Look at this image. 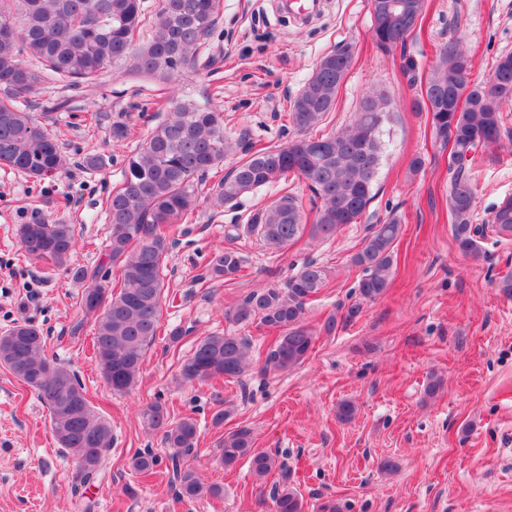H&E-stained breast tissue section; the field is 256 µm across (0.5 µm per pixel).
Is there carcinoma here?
<instances>
[{
  "label": "carcinoma",
  "mask_w": 512,
  "mask_h": 512,
  "mask_svg": "<svg viewBox=\"0 0 512 512\" xmlns=\"http://www.w3.org/2000/svg\"><path fill=\"white\" fill-rule=\"evenodd\" d=\"M219 0H157L146 13L143 0H0V168L45 179L63 172L67 160L58 139L41 122L19 107L39 86L55 77L92 81L114 65L162 83L175 81L191 68L203 40L217 21ZM372 37L382 51L405 46L387 16L373 21ZM353 60L352 46L333 50L321 59L327 70L313 74L290 106L289 121L300 136L285 146L249 149L212 187L219 204L236 205L248 193L272 186L289 176L303 178L311 191L315 215L307 223L303 203L283 195L251 214L248 224L234 226L259 237L279 251L308 237L328 239L365 214L379 173L385 145L383 125L389 107L381 91L363 97L355 118L337 133L313 136L310 130L336 107L338 90ZM472 61L462 41L439 54L431 77L413 102L427 113L435 136L451 146L448 162V210L451 234L465 255L479 252L478 239L491 229L512 234V198L503 200L485 224L474 223L477 185L474 167L479 151L500 141L504 110L512 108V53L499 55L489 83L474 85L463 101L455 88L468 79ZM233 144L224 134V119L195 102H174L167 118L131 154L123 179L105 201L112 226L105 257L120 271L119 286L102 289L101 266H73L72 278L84 286L81 309L94 321L93 360H108L101 375L112 392H130L139 380L145 353L160 328L164 297L163 264L174 240L173 224L193 210L199 187ZM402 225L391 218L376 224L364 238L352 263L361 269L360 299L374 301L392 282L393 248ZM22 250L34 260L63 262L76 247L71 224L35 220L20 224ZM243 257L226 248L208 260L201 278L229 282L241 277ZM326 287L322 265L309 261L282 286L251 292L227 318L247 326L258 320L278 332L267 364L278 371L302 364L315 334L304 323L306 305ZM46 341L34 325L22 322L0 335V366L33 389L48 409L53 435L74 458L81 481L96 477L107 465L112 427L98 413L75 374L45 355ZM251 361V343L233 332L201 339L181 366V378L206 383L216 378H240ZM67 384L72 401L63 410L44 396L55 382ZM149 423L163 429V440L175 455L189 454L197 441L194 418L171 422L156 402L146 410ZM67 432V436L60 432ZM224 465L241 460L261 482L282 467L276 455L254 448L245 429L221 441ZM150 454L132 458L136 472L152 473ZM180 494L217 497L222 489L207 484L195 468L177 473ZM273 512H304L298 491L278 486L271 497Z\"/></svg>",
  "instance_id": "obj_1"
}]
</instances>
